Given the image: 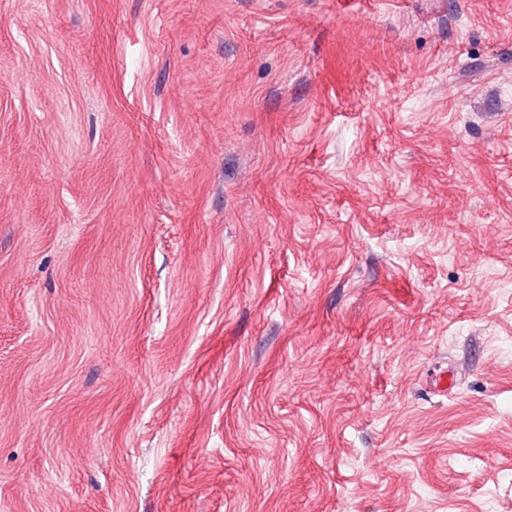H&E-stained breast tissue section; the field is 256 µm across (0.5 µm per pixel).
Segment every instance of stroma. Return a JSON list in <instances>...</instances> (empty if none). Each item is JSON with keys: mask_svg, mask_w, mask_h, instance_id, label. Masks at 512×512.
Listing matches in <instances>:
<instances>
[{"mask_svg": "<svg viewBox=\"0 0 512 512\" xmlns=\"http://www.w3.org/2000/svg\"><path fill=\"white\" fill-rule=\"evenodd\" d=\"M512 0H0V512H512Z\"/></svg>", "mask_w": 512, "mask_h": 512, "instance_id": "stroma-1", "label": "stroma"}]
</instances>
